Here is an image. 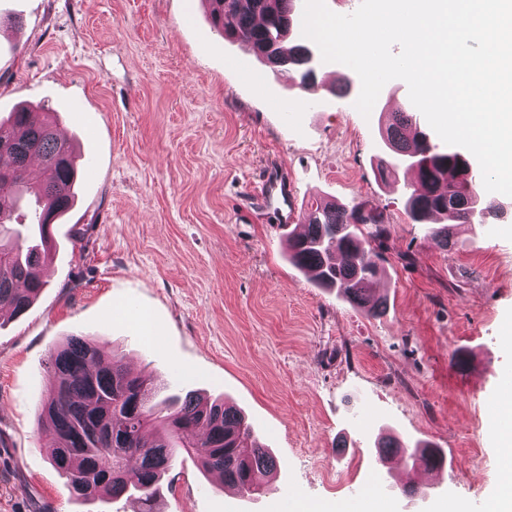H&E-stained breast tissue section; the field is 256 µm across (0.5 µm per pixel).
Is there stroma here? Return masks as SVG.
I'll return each mask as SVG.
<instances>
[{"instance_id": "1", "label": "stroma", "mask_w": 512, "mask_h": 512, "mask_svg": "<svg viewBox=\"0 0 512 512\" xmlns=\"http://www.w3.org/2000/svg\"><path fill=\"white\" fill-rule=\"evenodd\" d=\"M353 75L329 64L300 96L213 29L204 0H0V116L45 108L77 166L96 170L53 227L40 297L0 315V512H137L126 498L82 504L50 463L37 404L54 383L48 355L71 336L164 394L224 398L279 463L267 492L233 497L179 452L159 512H334L369 484L388 512H486L512 375V197L495 194L505 218L461 225L445 249L407 217L403 176L378 172L379 128L392 103L411 105L404 81L365 117ZM263 170L288 177L297 220L325 201L387 216L383 313L289 261L277 203L252 185ZM386 429L445 451L428 495L404 496L377 462ZM494 417L498 425L496 427L497 439L506 445L512 444V390H504L499 403L495 408Z\"/></svg>"}]
</instances>
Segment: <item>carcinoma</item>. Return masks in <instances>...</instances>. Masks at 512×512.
<instances>
[{
    "mask_svg": "<svg viewBox=\"0 0 512 512\" xmlns=\"http://www.w3.org/2000/svg\"><path fill=\"white\" fill-rule=\"evenodd\" d=\"M213 26L246 44L252 52L266 51L265 64L288 73L302 92L318 88V71L310 46L293 34L296 0H206ZM52 123L36 112L18 108L0 121V311L25 313L45 287L44 266L52 237L49 217L59 218L73 205L75 168L70 143L51 131ZM392 153L428 154L406 200L415 224H432L443 247L458 245L460 224H481L486 215L504 212L477 191L480 169L470 162L469 179L455 146H430L416 116L406 109L391 113L384 130ZM44 162V179L37 191L29 183L32 156ZM332 202L310 212L303 233H288V256L324 288H337L353 305L377 315L386 299L370 285L382 267L372 260V247L390 235L383 213L362 212ZM368 224L360 237L357 225ZM48 368L56 385L41 398L38 425L53 441L51 464L71 490L89 502L106 503L135 497L141 512H154L160 482L171 469L176 449L190 448L201 471L219 476L241 496L262 488L277 468L276 459L235 407L188 393L162 397L153 381L133 375L122 358L109 356L97 342L71 337L54 348ZM379 460L405 451L394 436L375 442Z\"/></svg>",
    "mask_w": 512,
    "mask_h": 512,
    "instance_id": "obj_1",
    "label": "carcinoma"
}]
</instances>
